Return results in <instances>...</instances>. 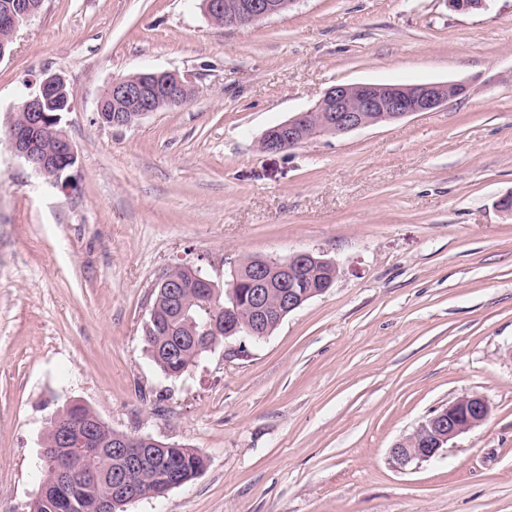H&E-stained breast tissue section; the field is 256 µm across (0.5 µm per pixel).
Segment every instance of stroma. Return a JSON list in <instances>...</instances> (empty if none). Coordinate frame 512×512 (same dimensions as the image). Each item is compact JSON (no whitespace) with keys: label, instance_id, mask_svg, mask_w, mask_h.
I'll return each instance as SVG.
<instances>
[{"label":"stroma","instance_id":"1","mask_svg":"<svg viewBox=\"0 0 512 512\" xmlns=\"http://www.w3.org/2000/svg\"><path fill=\"white\" fill-rule=\"evenodd\" d=\"M189 75L185 106L98 120L113 78ZM76 94L61 188L0 137V512H29L47 421L197 449L204 470L125 512H512V0H300L222 29L200 0H44L0 60V128L43 72ZM468 83L447 107L265 153L337 83ZM300 250L338 265L273 335L165 378L146 351L167 268L216 283ZM489 419L399 468L461 394Z\"/></svg>","mask_w":512,"mask_h":512}]
</instances>
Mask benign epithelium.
Masks as SVG:
<instances>
[{
	"label": "benign epithelium",
	"mask_w": 512,
	"mask_h": 512,
	"mask_svg": "<svg viewBox=\"0 0 512 512\" xmlns=\"http://www.w3.org/2000/svg\"><path fill=\"white\" fill-rule=\"evenodd\" d=\"M298 0H242L224 21L226 28H238L281 15ZM489 0H448V8L456 12L487 8ZM42 0H3L0 3V27L16 31L36 16ZM194 85L189 77L177 72H140L133 77H116L105 88L101 98H111L122 104L112 116V126H129L155 112V101L162 97L170 103L179 104L193 94ZM468 86L462 82H428L411 85L349 83L329 87L312 108L299 112L288 120L264 132L259 147L267 153H285L308 141L323 136H340L355 130L384 122L397 121L421 112H432L467 93ZM64 97L66 111L72 110L74 91L65 79L57 74L45 72L35 88L14 108V112L27 113L25 127L11 130L9 141L14 154L35 173L45 175L55 169L60 161L70 163L77 160L76 148L63 127L60 116L45 112L48 98ZM53 123L55 149L47 151L39 138L42 129ZM313 258V252L301 251L284 259H257L248 279L234 278L226 291L208 277H197L199 288L205 298L219 306V296L226 294L230 304L224 306V322L211 316L202 325V334L219 333L232 339H264L268 319L274 315L284 319L290 312L302 307L310 299L326 292L330 283L318 289L298 290L297 283ZM266 288L281 289L279 300L269 306ZM251 302L253 325L241 329L237 319V302ZM490 414V405L476 394L457 397L445 407L433 412L410 434L400 438L391 448L397 464L404 468L419 464L438 456L448 442L484 424ZM59 447L43 448V461L51 463L58 459L62 450L77 452L80 461L76 465L60 466L54 481H42L40 493L51 494L60 502L61 509L68 512L72 503L66 488L76 474L88 470L86 462L93 459L98 449L73 446V430L59 426ZM115 454L122 466L112 476V488L100 503L101 512H124L125 505L139 499L136 481L138 474L150 461L157 463L163 457L167 445L148 436L120 433L115 443Z\"/></svg>",
	"instance_id": "obj_1"
}]
</instances>
